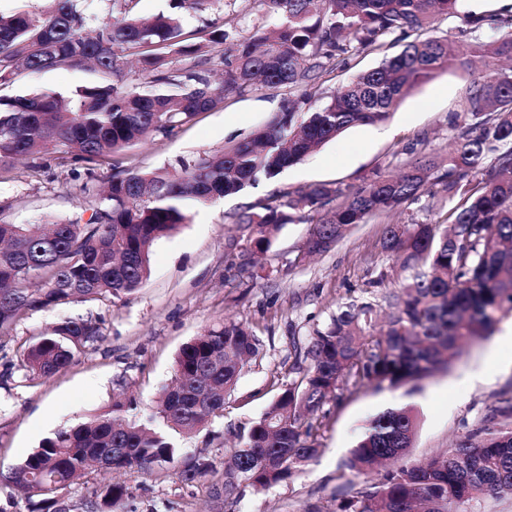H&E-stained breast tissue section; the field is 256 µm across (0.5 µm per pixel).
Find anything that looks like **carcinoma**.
<instances>
[{"instance_id": "obj_1", "label": "carcinoma", "mask_w": 512, "mask_h": 512, "mask_svg": "<svg viewBox=\"0 0 512 512\" xmlns=\"http://www.w3.org/2000/svg\"><path fill=\"white\" fill-rule=\"evenodd\" d=\"M18 2L13 12L0 14V86L11 83L21 65L35 73L90 61L100 78L69 94L0 96V164L57 148L84 163L91 180L99 162L214 109L228 90L258 82L297 85L315 76L323 58L372 47L396 31L416 37L313 111L289 100L249 140L184 162L175 173L113 166L84 224L55 221L32 229L1 223L0 330L24 310L133 293L149 275L154 244L186 223L188 203L237 193L260 174L273 178L349 127L385 121L416 85L485 60L444 174L435 175L437 165L427 160L396 178L378 177L356 190L316 185L242 216L252 229L250 248L262 251L282 225L301 220L306 209L322 210L305 245L316 253L346 227L398 211L432 185H442L454 202L443 224L385 226L383 251L396 254L401 270L412 275L385 297L390 312L383 329L374 332L375 304L353 300L315 330L307 365L297 367V379L224 463V500L236 498L244 484L256 491L280 484L315 459L319 412L331 394L369 384L397 389L445 372L464 345L489 335L512 313V148L482 166L487 154L512 144V66H498L512 61L511 15L487 19L494 30L508 29L488 41L475 36L479 23L464 17L471 37L451 46L424 33L436 18L456 13L458 0H270L283 16L277 28L256 30L232 55L217 52L170 69L169 56L195 57L201 50L185 44L180 11L206 10L216 0H170L169 11L146 20L126 17L127 0H112V20L96 26L87 22L82 0H51L42 12ZM129 56L141 64L135 85L123 80ZM207 65L221 68L222 83L209 81ZM98 332L96 323L81 318L50 327L24 355L26 371L40 378L58 373ZM258 353L259 340L243 324L210 326L177 355L176 387L162 391L154 415L163 429L126 419L127 402L116 399L108 410L43 439L15 478L4 481L27 499L31 512H61L59 492L89 469L151 475L168 468L179 454L170 433H195L222 415L226 395ZM416 427L411 408L369 420L345 462L364 476L363 484L336 504V512H472L465 506L512 498L509 392L449 448L409 464ZM212 470L211 462L194 457L176 475L194 482ZM125 494L124 485L111 483L70 503L68 512H112Z\"/></svg>"}]
</instances>
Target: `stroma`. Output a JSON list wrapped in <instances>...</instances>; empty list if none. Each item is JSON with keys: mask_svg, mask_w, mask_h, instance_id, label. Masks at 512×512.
<instances>
[{"mask_svg": "<svg viewBox=\"0 0 512 512\" xmlns=\"http://www.w3.org/2000/svg\"><path fill=\"white\" fill-rule=\"evenodd\" d=\"M511 8L512 0H459L456 14L440 17L432 33L457 40L463 16ZM280 21L269 0H224L220 6L187 12L184 27L201 32L223 26L228 37L220 51L228 54L254 26L267 28ZM403 44L395 32L384 37L382 46L349 53L346 62L324 60L317 79L225 93L214 110L127 148L118 162L146 172L172 171L180 161L217 153L265 126L286 99L302 96L307 110L316 109ZM475 77V72L459 68L443 71L414 88L388 120L352 126L274 178L262 177L216 202L190 206L188 222L154 244L151 274L132 294L29 311L0 331V474L21 463L55 430L107 410L118 393L135 403L129 417L147 421L161 389L171 382L180 348L224 319L248 326L261 342L260 354L226 396L223 416L197 433L174 438L181 458L206 457L214 473L193 484L170 470L124 475L127 493L112 512H304L310 504L320 512H334L354 478L343 463L366 421L376 414L389 408L414 410V460L447 448L471 428L512 385V346L500 344L494 335L467 347L448 372L417 385L337 391L320 412L319 454L301 473L266 491L244 488L233 501L215 495L223 484L224 461L239 435L296 378L298 356L315 330L330 322L340 304L355 298L381 301L405 277L396 256L380 246L386 218L347 227L329 250L309 257L303 247L318 214L283 225L261 254L247 251L250 231L241 224V215L286 202L318 184L358 187L374 176L394 175L413 163L447 156L463 130L459 114ZM95 79V72L83 65L24 71L13 84L0 88V95L66 94ZM112 173L111 165L103 164L97 166L95 179H88L83 164L54 150L0 168V220L87 222L89 189H102ZM79 317L96 320L99 336L54 376L27 378L23 361L28 347L51 326ZM498 358L507 366L490 382L469 383L471 374L491 369Z\"/></svg>", "mask_w": 512, "mask_h": 512, "instance_id": "obj_1", "label": "stroma"}]
</instances>
